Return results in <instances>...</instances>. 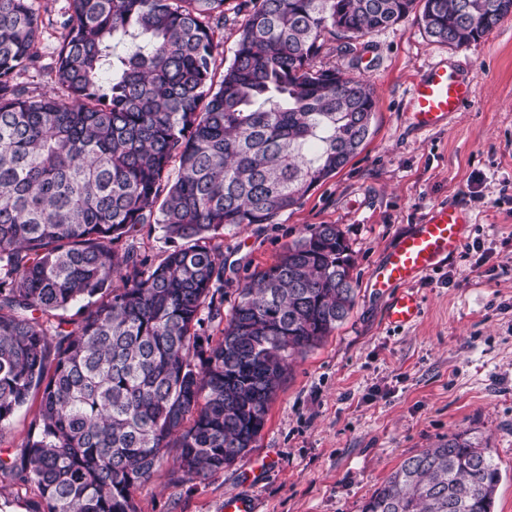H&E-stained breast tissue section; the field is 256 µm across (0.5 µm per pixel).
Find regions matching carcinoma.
Masks as SVG:
<instances>
[{
    "instance_id": "cac0c4a2",
    "label": "carcinoma",
    "mask_w": 512,
    "mask_h": 512,
    "mask_svg": "<svg viewBox=\"0 0 512 512\" xmlns=\"http://www.w3.org/2000/svg\"><path fill=\"white\" fill-rule=\"evenodd\" d=\"M418 1L450 47L512 14V0H241L217 81L227 0H67L57 90L35 96L17 77L44 23L33 0H0V432L41 391L0 470L43 512H137L168 449L191 482L254 447L290 362L347 318L357 280L338 225L308 224L226 315L224 230L274 223L357 153L373 89L315 59ZM152 225L174 244L158 262L135 244ZM501 479L489 444L454 434L361 512H491ZM228 21L224 25V30H221L218 37H222L224 41V55H218L215 61V80H219L224 72V67L229 64L233 57V52L236 47V42L239 37V28L244 22V13L238 15L234 14L233 10L226 11Z\"/></svg>"
}]
</instances>
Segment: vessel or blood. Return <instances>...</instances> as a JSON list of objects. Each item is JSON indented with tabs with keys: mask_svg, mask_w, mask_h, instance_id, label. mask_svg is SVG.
I'll return each instance as SVG.
<instances>
[{
	"mask_svg": "<svg viewBox=\"0 0 512 512\" xmlns=\"http://www.w3.org/2000/svg\"><path fill=\"white\" fill-rule=\"evenodd\" d=\"M475 94L473 84L447 66H430L410 92V112L417 126H441L451 113L459 111ZM469 215L453 206L432 208L413 231L400 238L377 264L370 286L382 291L396 289L386 309V320L393 326L413 323L420 315L418 297L405 289L434 271L448 256L455 254L466 239Z\"/></svg>",
	"mask_w": 512,
	"mask_h": 512,
	"instance_id": "b4317fda",
	"label": "vessel or blood"
}]
</instances>
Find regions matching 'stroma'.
Returning <instances> with one entry per match:
<instances>
[{"label": "stroma", "mask_w": 512, "mask_h": 512, "mask_svg": "<svg viewBox=\"0 0 512 512\" xmlns=\"http://www.w3.org/2000/svg\"><path fill=\"white\" fill-rule=\"evenodd\" d=\"M66 0H35L44 22L40 61L19 80L50 90ZM435 62L476 93L446 125L418 129L414 83ZM318 67L367 80L371 134L336 175L271 224L224 233V302L247 271L273 263L306 225L336 224L355 258L354 308L346 321L292 362L254 446L206 479L178 482L176 451L135 494L137 512H360L408 457L454 433L488 442L502 480L493 512H512V16L478 41L448 47L429 38L419 13L352 45L326 41ZM472 216L460 251L412 283L422 302L412 325L394 328L397 294L368 286L389 248L437 205ZM40 402L0 433V457L26 440Z\"/></svg>", "instance_id": "obj_1"}]
</instances>
